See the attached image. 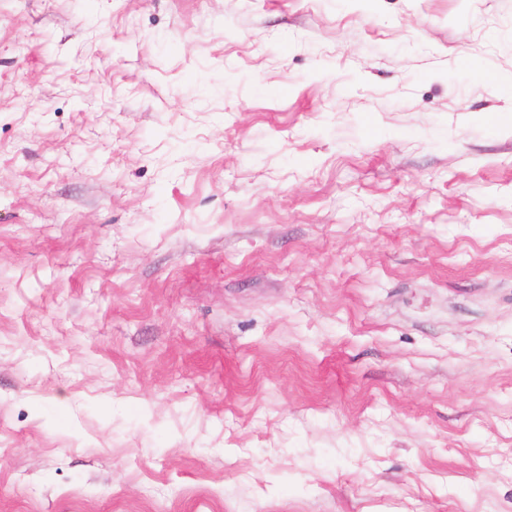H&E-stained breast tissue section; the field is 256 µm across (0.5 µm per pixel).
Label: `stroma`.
<instances>
[{
  "mask_svg": "<svg viewBox=\"0 0 512 512\" xmlns=\"http://www.w3.org/2000/svg\"><path fill=\"white\" fill-rule=\"evenodd\" d=\"M0 512H512V0H0Z\"/></svg>",
  "mask_w": 512,
  "mask_h": 512,
  "instance_id": "35a3bbf8",
  "label": "stroma"
}]
</instances>
